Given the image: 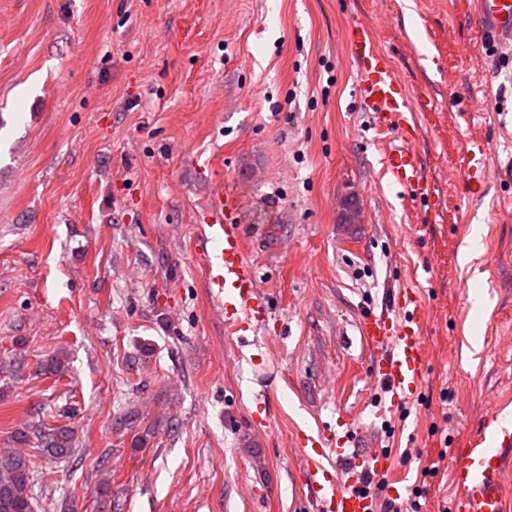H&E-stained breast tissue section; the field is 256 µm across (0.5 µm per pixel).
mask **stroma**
<instances>
[{"label": "stroma", "instance_id": "1", "mask_svg": "<svg viewBox=\"0 0 512 512\" xmlns=\"http://www.w3.org/2000/svg\"><path fill=\"white\" fill-rule=\"evenodd\" d=\"M356 22L411 96L431 201L381 171ZM215 182L271 307L255 337L225 330L196 255ZM406 286L429 368L400 410L358 324ZM57 351L61 378L39 370ZM494 403L512 416V52L473 0H0V448L48 415L75 430L66 459L25 446L37 512H309L292 434L340 420L404 485L436 463L422 512H448Z\"/></svg>", "mask_w": 512, "mask_h": 512}]
</instances>
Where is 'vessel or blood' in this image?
Segmentation results:
<instances>
[{
	"label": "vessel or blood",
	"instance_id": "obj_1",
	"mask_svg": "<svg viewBox=\"0 0 512 512\" xmlns=\"http://www.w3.org/2000/svg\"><path fill=\"white\" fill-rule=\"evenodd\" d=\"M483 37L495 48L512 49V0H474ZM350 55L361 78L362 104L375 124L395 132L398 142L384 152L382 164L408 196L428 200L436 192L422 172L414 146L418 127L411 120V97L389 61L375 47L363 24L346 31ZM196 253L214 305L224 312V324L241 336L257 335L269 316L257 269L248 256L246 227L240 219V197L216 190L208 207L207 224ZM411 288L398 289L392 311L370 315L359 323L360 338L377 353L375 380L387 383L393 404L413 399L428 367V354L416 322H399L401 310L417 307ZM293 441L303 462L312 512H374L370 497L357 489L363 474L387 479L393 459L385 451L353 450L350 435L335 430L310 436L296 432ZM512 444V427L490 411L477 437L454 450L452 481L456 493L449 512H512L506 494L512 487V466L501 453Z\"/></svg>",
	"mask_w": 512,
	"mask_h": 512
}]
</instances>
